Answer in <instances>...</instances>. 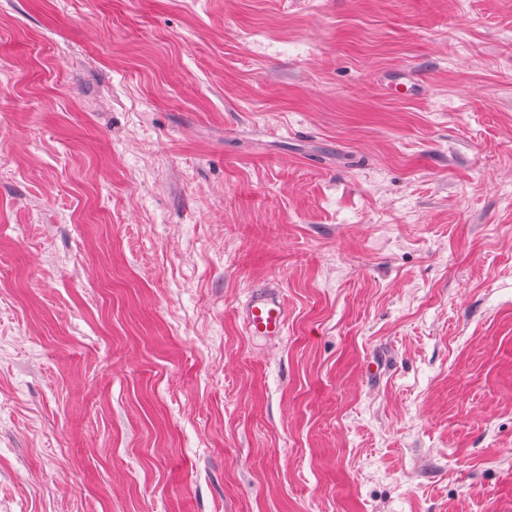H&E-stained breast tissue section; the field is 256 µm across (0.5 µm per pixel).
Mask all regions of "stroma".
<instances>
[{"instance_id": "stroma-1", "label": "stroma", "mask_w": 512, "mask_h": 512, "mask_svg": "<svg viewBox=\"0 0 512 512\" xmlns=\"http://www.w3.org/2000/svg\"><path fill=\"white\" fill-rule=\"evenodd\" d=\"M510 185L512 0H0V512H512ZM286 324V305L278 290L266 288L250 295L244 312V325L248 336L277 338L283 334Z\"/></svg>"}]
</instances>
